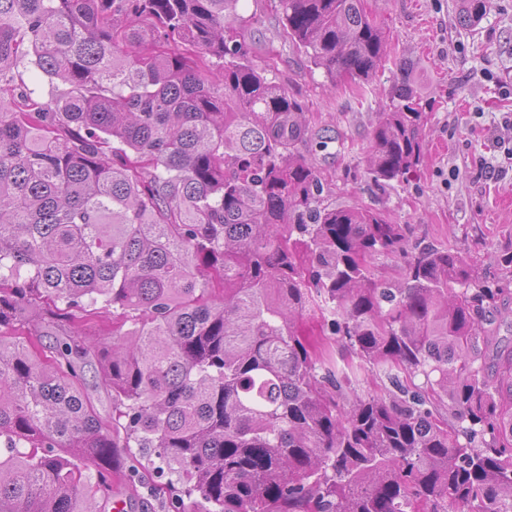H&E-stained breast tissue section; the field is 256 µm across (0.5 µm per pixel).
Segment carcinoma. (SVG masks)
<instances>
[{"label": "carcinoma", "mask_w": 512, "mask_h": 512, "mask_svg": "<svg viewBox=\"0 0 512 512\" xmlns=\"http://www.w3.org/2000/svg\"><path fill=\"white\" fill-rule=\"evenodd\" d=\"M362 2L278 0L332 86L387 56ZM238 3L0 0V512H100L139 485L135 448L181 486L174 512H512V254L484 278L326 204L303 103ZM492 4L459 0L460 23ZM412 69L372 131L380 188L424 155ZM362 370L386 381L361 396Z\"/></svg>", "instance_id": "1"}]
</instances>
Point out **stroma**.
<instances>
[{
  "mask_svg": "<svg viewBox=\"0 0 512 512\" xmlns=\"http://www.w3.org/2000/svg\"><path fill=\"white\" fill-rule=\"evenodd\" d=\"M277 4L240 0L239 11L254 19L253 56L272 59L277 81L305 106L313 133L299 149L321 170L326 202L383 210L410 225L412 239L459 250L500 277L501 256L512 252V0H494L471 29L459 24L456 0H364L388 56L362 97L346 82L327 88L323 71L283 36ZM403 60L414 63L423 98L426 156L382 190L369 173L371 130Z\"/></svg>",
  "mask_w": 512,
  "mask_h": 512,
  "instance_id": "obj_1",
  "label": "stroma"
}]
</instances>
